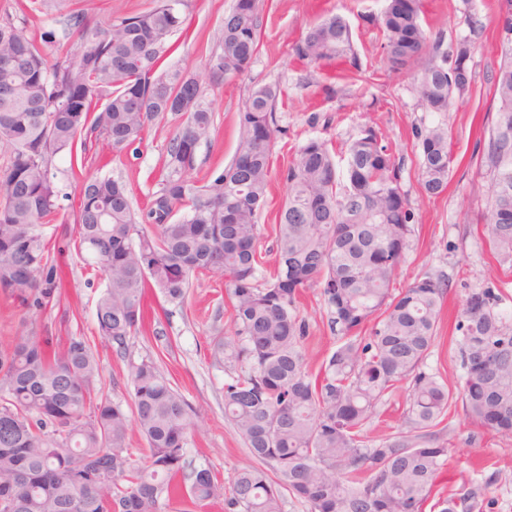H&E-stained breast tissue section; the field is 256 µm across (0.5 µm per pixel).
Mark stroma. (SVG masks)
I'll list each match as a JSON object with an SVG mask.
<instances>
[{
  "mask_svg": "<svg viewBox=\"0 0 512 512\" xmlns=\"http://www.w3.org/2000/svg\"><path fill=\"white\" fill-rule=\"evenodd\" d=\"M262 31L258 52L249 70L240 77L214 82L206 67L217 50L224 16L234 0H186L191 19L189 37H175V50L165 68L192 73L202 84L214 112L210 142L197 151L200 172L223 170L233 158L239 138V114L250 88L276 84L281 88L276 117L280 132L271 156V177L265 208L259 218L260 250L264 271L275 264V227L288 196L281 173L293 161L306 140H326L337 158H344L351 142L364 130L374 129L388 145L401 167L400 184L413 215L412 247L393 277V288L410 286L424 277L445 280L437 327L438 338L427 360L448 381H455V323L467 289L495 282L512 309V274L496 268L483 235L479 217L485 209L486 184L480 174L479 141L482 125L494 114L490 74L499 61L496 33L490 24L496 0H423V23L431 36L451 43L468 32L466 17L475 14L487 25L472 54L473 88L452 112H429L422 106L413 80L428 63L419 57L409 73L395 75L383 60L384 38L375 24L384 0H262ZM155 0H0V20L42 32L58 28L63 14L72 9L88 12L95 21L140 13ZM329 14L350 24L356 64L345 62L321 70L300 61L294 45L309 27ZM441 124L450 135L453 164L448 188L435 197L423 195L418 183V152L413 129ZM178 122L155 123L138 149L119 155L105 145L93 146L85 174L122 179L135 206L147 203L157 190L159 171ZM63 286L59 303L29 316L7 294L0 292V344L25 329L39 336L63 339L72 335L95 339V304L105 286L101 273L84 269L74 256L61 264ZM144 305L148 321L143 332L130 340L131 355L122 358L112 348L97 345L100 383L111 399L129 402V363L142 355L157 353L156 334L171 339L173 350L160 366L195 413L196 428L188 457L209 465L223 488L214 499L195 505L193 512H227L234 473L251 462L248 450L224 415L223 386L226 364L212 353L214 337L230 335L233 327L224 277L200 274L193 278L186 310L162 313L163 301L148 293ZM299 313L309 324L305 358L318 369L337 341L327 326L326 309L318 288L304 291ZM440 441L448 450L446 474L434 487L433 498L448 496L462 483L481 486L480 512H512V439L487 431L469 419L462 406L449 409Z\"/></svg>",
  "mask_w": 512,
  "mask_h": 512,
  "instance_id": "35a3bbf8",
  "label": "stroma"
}]
</instances>
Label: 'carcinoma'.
I'll return each mask as SVG.
<instances>
[{"label":"carcinoma","mask_w":512,"mask_h":512,"mask_svg":"<svg viewBox=\"0 0 512 512\" xmlns=\"http://www.w3.org/2000/svg\"><path fill=\"white\" fill-rule=\"evenodd\" d=\"M185 0H157L149 10L102 27L83 10L62 20V45L0 21V291L38 313L59 286L44 222L66 197L53 158L85 170L88 145L115 154L142 143L151 125L182 119L171 138L159 186L142 213L126 185L86 176L73 214V250L105 275L96 301L101 342L125 357L143 322L148 288L184 310L192 277L221 273L232 301L234 332L214 340L229 363L224 413L255 464L237 470L228 512H282L281 490L310 512H425L448 449L436 441L448 409L462 403L486 430L512 437V312L499 287L468 289L455 330L460 374L452 386L427 368L436 340L439 280L424 277L398 293L393 275L411 248L414 228L400 166L367 129L340 170L327 142L309 139L282 172L288 199L280 215L278 264L264 280L258 243L281 90L258 85L240 112L236 153L222 171L193 175L214 116L200 84L162 65L171 38L188 29ZM422 0H386L377 18L388 70L400 74L421 52L431 57L418 79L429 112H452L472 88L456 72L471 59L486 26L468 16L469 33L448 47L430 39ZM260 0H236L224 16L219 50L206 65L217 79L244 75L258 51ZM492 74L497 103L484 132L480 167L488 185L484 236L503 272L512 273V39L497 36ZM297 56L315 67L356 62L350 25L331 15L308 29ZM418 180L427 196L448 187V129L416 127ZM320 287L328 327L339 342L313 373L305 362L302 290ZM160 354L130 364L131 402L97 386L95 346L70 336L62 349L21 331L0 346V512H158L163 500L193 505L218 496L212 470L188 459L195 429L191 406L161 372ZM408 383L402 429L374 445L364 428L385 397ZM136 426L146 454L129 448ZM481 487L462 486L436 501L439 512H475Z\"/></svg>","instance_id":"1"}]
</instances>
